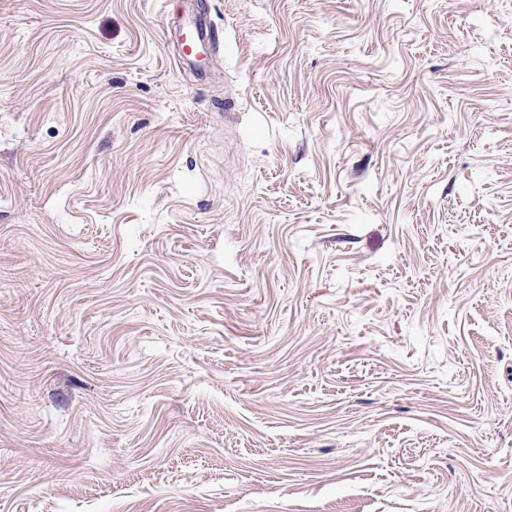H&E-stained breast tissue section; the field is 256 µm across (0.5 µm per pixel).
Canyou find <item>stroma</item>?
<instances>
[{
  "label": "stroma",
  "instance_id": "stroma-1",
  "mask_svg": "<svg viewBox=\"0 0 512 512\" xmlns=\"http://www.w3.org/2000/svg\"><path fill=\"white\" fill-rule=\"evenodd\" d=\"M0 512H512V0H0ZM192 37L186 41L187 50H183L184 56H190L199 51L207 52L211 48L210 30L202 17H196L190 24Z\"/></svg>",
  "mask_w": 512,
  "mask_h": 512
}]
</instances>
